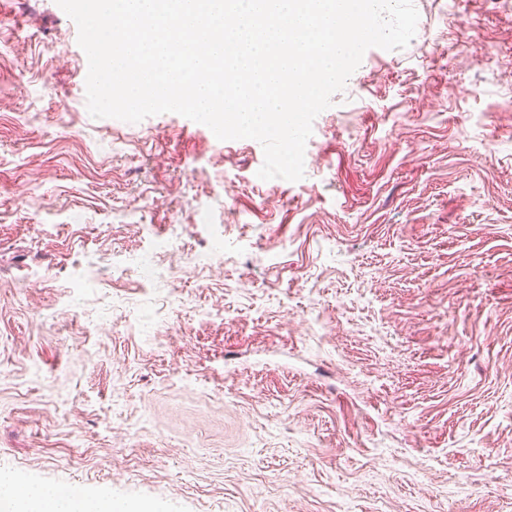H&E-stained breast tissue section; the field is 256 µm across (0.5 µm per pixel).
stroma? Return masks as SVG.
<instances>
[{
    "instance_id": "stroma-1",
    "label": "stroma",
    "mask_w": 512,
    "mask_h": 512,
    "mask_svg": "<svg viewBox=\"0 0 512 512\" xmlns=\"http://www.w3.org/2000/svg\"><path fill=\"white\" fill-rule=\"evenodd\" d=\"M414 4L290 182L175 113L92 117L76 24L0 0V468L167 512H512V0Z\"/></svg>"
}]
</instances>
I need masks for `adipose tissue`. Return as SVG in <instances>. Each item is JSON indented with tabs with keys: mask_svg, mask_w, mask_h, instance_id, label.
<instances>
[{
	"mask_svg": "<svg viewBox=\"0 0 512 512\" xmlns=\"http://www.w3.org/2000/svg\"><path fill=\"white\" fill-rule=\"evenodd\" d=\"M0 512H165L161 505L140 507L119 502L106 491H61L35 479H23L0 469Z\"/></svg>",
	"mask_w": 512,
	"mask_h": 512,
	"instance_id": "ef3b65f1",
	"label": "adipose tissue"
}]
</instances>
